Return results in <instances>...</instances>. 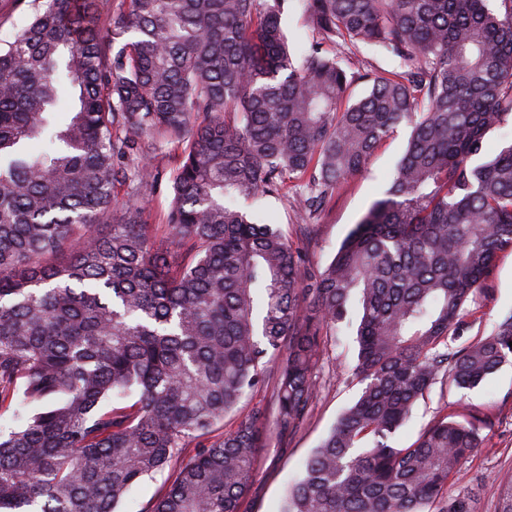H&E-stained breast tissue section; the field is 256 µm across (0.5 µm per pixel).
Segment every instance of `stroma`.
Listing matches in <instances>:
<instances>
[{"mask_svg":"<svg viewBox=\"0 0 512 512\" xmlns=\"http://www.w3.org/2000/svg\"><path fill=\"white\" fill-rule=\"evenodd\" d=\"M409 134L408 126H399L374 151L365 168L349 177L316 216L305 215L292 201L284 199L266 198L258 206L275 214L284 235L305 249L310 264L326 265L370 206L382 198L386 188L384 179L394 170ZM179 160V151L169 149L154 161L159 180L138 197L150 223L159 224L164 219L170 200V177ZM509 314H512V251L499 254L484 291L469 304L464 340L489 335L494 325ZM355 360L352 337H329L318 363L319 390L309 416L284 447L260 449L257 475L241 512H277L290 478L301 469L340 412L358 395L361 385L352 374ZM445 410L460 420L477 415L485 423L482 445L463 464L453 492H474L476 512H499L503 494L512 484V367L504 366L485 384L472 390L449 382L435 385L400 430L399 445H412L437 414Z\"/></svg>","mask_w":512,"mask_h":512,"instance_id":"stroma-1","label":"stroma"}]
</instances>
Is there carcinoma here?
Listing matches in <instances>:
<instances>
[{
  "instance_id": "cac0c4a2",
  "label": "carcinoma",
  "mask_w": 512,
  "mask_h": 512,
  "mask_svg": "<svg viewBox=\"0 0 512 512\" xmlns=\"http://www.w3.org/2000/svg\"><path fill=\"white\" fill-rule=\"evenodd\" d=\"M284 2L113 0L99 15L37 0L0 43V512H120L187 448L147 512H240L257 450L298 431L343 322L362 388L278 512H476L448 489L480 418L440 416L405 448L396 435L437 383L474 388L512 364V315L452 346L512 251V140L484 157L512 124V0H304L315 37L295 48ZM362 44L391 67L348 73ZM402 124L384 197L326 266L244 207L290 196L318 213ZM170 145L175 263L135 202ZM118 203L126 220L100 232Z\"/></svg>"
}]
</instances>
